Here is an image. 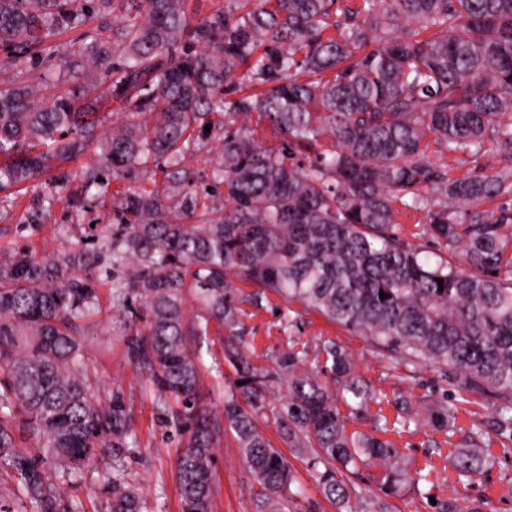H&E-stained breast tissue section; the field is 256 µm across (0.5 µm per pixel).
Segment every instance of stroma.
Returning a JSON list of instances; mask_svg holds the SVG:
<instances>
[{
  "label": "stroma",
  "instance_id": "35a3bbf8",
  "mask_svg": "<svg viewBox=\"0 0 512 512\" xmlns=\"http://www.w3.org/2000/svg\"><path fill=\"white\" fill-rule=\"evenodd\" d=\"M93 156L63 165L59 176L65 177V201L42 212L41 202L49 191V179H36L16 208L0 218V246L24 244L44 254L64 248L76 252H93L96 241L112 234L109 208L93 202L85 193L79 177L82 167L93 164ZM107 263H99L97 271L100 307L89 320L85 341L89 356V373L103 394L119 393L125 411L137 434V443L125 448L119 458L100 457L86 478L76 479L71 495L83 502L86 512H107L108 500L102 489L110 473L123 474L126 480L146 497L151 512H181L179 490L175 481V464L180 440L173 427L167 426L169 408L159 401V394L146 377L145 370L129 363L124 344L123 324L131 318L133 300L117 302L111 296L112 281L107 276ZM241 320L248 329L245 351L255 365L272 367L279 348L294 342L308 351L311 366H322L318 344L330 338L352 354L357 372L368 380L377 393L364 414L349 415L347 428L370 432L375 413L394 416V395L405 393L427 399L455 400L459 411L457 425L468 428L473 422L491 421L494 407L488 397L460 391L430 367L413 372L391 360L389 354L369 343L361 333L328 320L302 302L268 294L261 306L242 303ZM208 372L204 389L214 409H222L224 391L235 377L224 359V337L215 335L210 352L204 353ZM399 447L407 449L416 463L432 461L430 498L402 495L396 498L397 512H437L431 497H455L461 503L490 498L496 512H512V496H507V482L512 479V453L504 452L497 437H489L487 447L494 458L492 467L480 481L467 486L449 468L445 456L449 445L444 434L423 425L418 430L395 437ZM218 454V475L214 487V512H254L257 485L242 461L233 438H225Z\"/></svg>",
  "mask_w": 512,
  "mask_h": 512
}]
</instances>
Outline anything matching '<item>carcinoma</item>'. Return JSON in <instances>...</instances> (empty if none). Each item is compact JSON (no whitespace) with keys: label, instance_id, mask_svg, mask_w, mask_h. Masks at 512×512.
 I'll list each match as a JSON object with an SVG mask.
<instances>
[{"label":"carcinoma","instance_id":"carcinoma-1","mask_svg":"<svg viewBox=\"0 0 512 512\" xmlns=\"http://www.w3.org/2000/svg\"><path fill=\"white\" fill-rule=\"evenodd\" d=\"M95 14L112 29L87 26ZM0 47V213L43 173L96 153L81 174L115 224L96 257L124 268L113 291L139 300L130 361L178 406L181 512H213L228 434L261 488L255 512L290 510L296 472L260 415L336 512H395L390 499L431 476L376 436L386 416L372 434L347 431L337 400L361 413L376 392L335 341L320 345L328 381L293 344L273 368L254 365L236 281L256 287L255 306L268 292L297 299L398 363L490 394V424L463 431L451 400H392L401 431L425 421L460 435L448 466L468 482L490 463L489 433L512 443V214L486 208L512 195V0H224L201 19L186 0H0ZM47 59L63 81L95 80L96 101L122 119L106 127L69 84L45 93ZM253 112L279 144L247 125ZM212 142V185L194 191L201 176L187 160ZM487 154L505 164L481 172ZM450 156L475 172L451 176ZM217 191L222 206L206 202ZM409 210L424 213L435 252L400 234ZM95 266L70 250L0 253V512H86L66 492L72 478L136 439L120 397L90 378L78 331L99 306ZM213 324L228 330L236 374L222 415L203 388ZM367 478L377 491L366 496ZM107 494L112 512H149L118 476ZM436 508L492 512L487 500Z\"/></svg>","mask_w":512,"mask_h":512}]
</instances>
